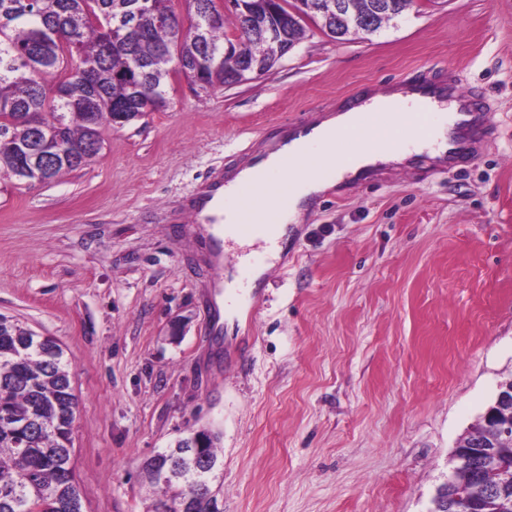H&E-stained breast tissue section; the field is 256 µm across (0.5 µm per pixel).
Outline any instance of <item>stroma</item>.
Masks as SVG:
<instances>
[{
    "label": "stroma",
    "mask_w": 512,
    "mask_h": 512,
    "mask_svg": "<svg viewBox=\"0 0 512 512\" xmlns=\"http://www.w3.org/2000/svg\"><path fill=\"white\" fill-rule=\"evenodd\" d=\"M419 79L484 108L469 160L421 154L327 190L279 260L258 238L215 262L189 205L202 186L292 124ZM167 100L103 125L85 167L0 178V313L64 350L85 512H149L144 461L203 427L222 434L224 512H429L512 377V0H412L344 40L308 20L270 72L207 93L177 73ZM226 273L245 320L217 334Z\"/></svg>",
    "instance_id": "1"
}]
</instances>
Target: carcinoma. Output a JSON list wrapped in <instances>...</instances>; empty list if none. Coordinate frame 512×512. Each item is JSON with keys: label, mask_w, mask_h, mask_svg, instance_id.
I'll list each match as a JSON object with an SVG mask.
<instances>
[{"label": "carcinoma", "mask_w": 512, "mask_h": 512, "mask_svg": "<svg viewBox=\"0 0 512 512\" xmlns=\"http://www.w3.org/2000/svg\"><path fill=\"white\" fill-rule=\"evenodd\" d=\"M187 2L186 28L173 0H145L139 11V0H0V175L16 177L26 150L46 157L32 179L51 182L85 166L116 109L133 120L154 110L173 72L203 91L237 82L241 69L261 76L297 43L305 19L342 39L379 30L411 0H347L344 17L319 12L323 0H279L274 38L264 33L263 12L235 14L238 35L229 38L216 0ZM122 70L132 79H116ZM76 409L62 347L0 314V512H83L72 464ZM489 433L482 415L463 439L447 512H504L501 503L512 502V448L487 464L490 449L480 443ZM201 435L204 448L185 447L183 437L144 462L162 494L153 512H223L212 490L222 470L220 437Z\"/></svg>", "instance_id": "1"}]
</instances>
